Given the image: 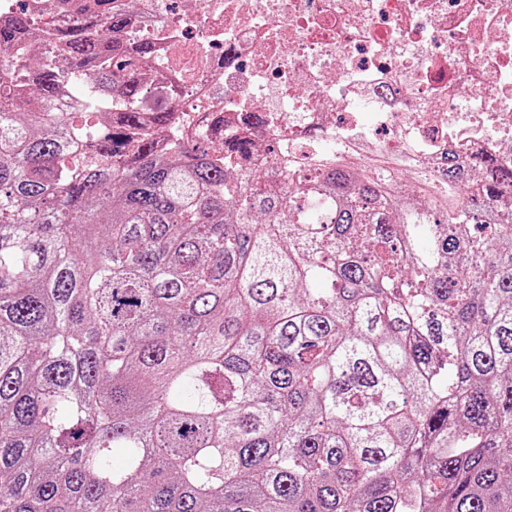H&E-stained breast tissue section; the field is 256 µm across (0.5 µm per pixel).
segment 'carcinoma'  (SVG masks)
<instances>
[{
    "label": "carcinoma",
    "instance_id": "1",
    "mask_svg": "<svg viewBox=\"0 0 512 512\" xmlns=\"http://www.w3.org/2000/svg\"><path fill=\"white\" fill-rule=\"evenodd\" d=\"M94 2L0 23V512H512V168L161 154Z\"/></svg>",
    "mask_w": 512,
    "mask_h": 512
}]
</instances>
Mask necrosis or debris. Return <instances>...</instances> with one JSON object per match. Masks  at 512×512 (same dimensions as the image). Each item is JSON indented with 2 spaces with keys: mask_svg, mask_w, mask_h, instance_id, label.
<instances>
[{
  "mask_svg": "<svg viewBox=\"0 0 512 512\" xmlns=\"http://www.w3.org/2000/svg\"><path fill=\"white\" fill-rule=\"evenodd\" d=\"M180 96L171 134L250 132L306 162L326 144L512 167V0H138Z\"/></svg>",
  "mask_w": 512,
  "mask_h": 512,
  "instance_id": "necrosis-or-debris-1",
  "label": "necrosis or debris"
}]
</instances>
